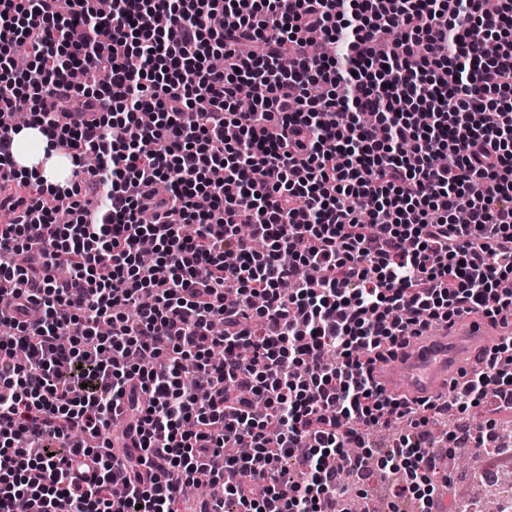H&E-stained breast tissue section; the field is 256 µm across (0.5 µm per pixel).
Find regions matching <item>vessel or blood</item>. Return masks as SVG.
<instances>
[{
	"instance_id": "obj_1",
	"label": "vessel or blood",
	"mask_w": 512,
	"mask_h": 512,
	"mask_svg": "<svg viewBox=\"0 0 512 512\" xmlns=\"http://www.w3.org/2000/svg\"><path fill=\"white\" fill-rule=\"evenodd\" d=\"M493 333L489 322L461 318L439 334L422 337L405 353L383 364L375 378L386 393L412 401L435 399L462 359L483 346Z\"/></svg>"
}]
</instances>
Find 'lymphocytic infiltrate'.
<instances>
[{
  "instance_id": "lymphocytic-infiltrate-1",
  "label": "lymphocytic infiltrate",
  "mask_w": 512,
  "mask_h": 512,
  "mask_svg": "<svg viewBox=\"0 0 512 512\" xmlns=\"http://www.w3.org/2000/svg\"><path fill=\"white\" fill-rule=\"evenodd\" d=\"M511 96L512 0H0V512H336L400 419L375 467L433 512L439 406L374 371L512 317ZM21 98L84 182L18 172ZM506 393L512 336L450 389Z\"/></svg>"
}]
</instances>
